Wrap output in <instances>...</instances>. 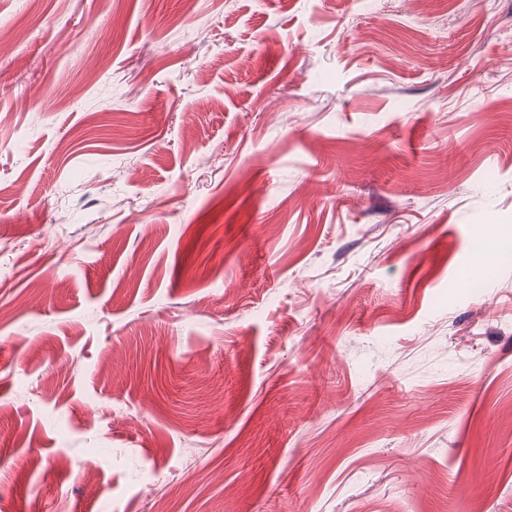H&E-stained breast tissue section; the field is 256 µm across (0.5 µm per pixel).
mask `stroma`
Masks as SVG:
<instances>
[{"instance_id":"1","label":"stroma","mask_w":512,"mask_h":512,"mask_svg":"<svg viewBox=\"0 0 512 512\" xmlns=\"http://www.w3.org/2000/svg\"><path fill=\"white\" fill-rule=\"evenodd\" d=\"M0 30V512H512V0Z\"/></svg>"}]
</instances>
